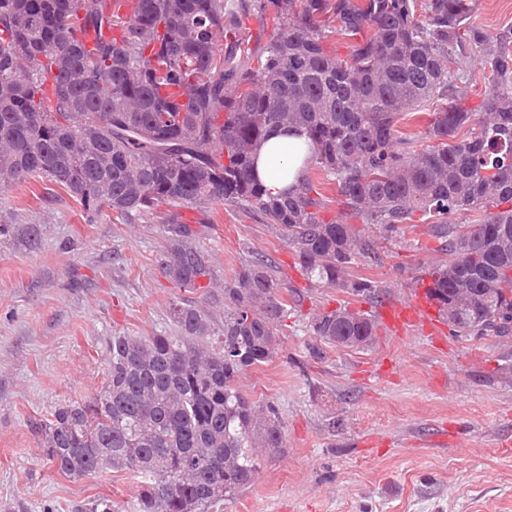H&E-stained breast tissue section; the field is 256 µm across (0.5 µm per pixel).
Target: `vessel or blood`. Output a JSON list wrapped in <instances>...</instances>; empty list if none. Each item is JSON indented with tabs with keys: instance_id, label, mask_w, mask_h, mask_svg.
<instances>
[{
	"instance_id": "vessel-or-blood-1",
	"label": "vessel or blood",
	"mask_w": 512,
	"mask_h": 512,
	"mask_svg": "<svg viewBox=\"0 0 512 512\" xmlns=\"http://www.w3.org/2000/svg\"><path fill=\"white\" fill-rule=\"evenodd\" d=\"M383 328L403 338L417 333L433 334L441 329L439 310L426 286L416 288L410 303H385L378 310Z\"/></svg>"
}]
</instances>
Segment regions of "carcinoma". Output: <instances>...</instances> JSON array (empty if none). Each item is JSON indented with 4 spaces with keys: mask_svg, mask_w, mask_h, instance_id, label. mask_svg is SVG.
Returning <instances> with one entry per match:
<instances>
[{
    "mask_svg": "<svg viewBox=\"0 0 512 512\" xmlns=\"http://www.w3.org/2000/svg\"><path fill=\"white\" fill-rule=\"evenodd\" d=\"M113 2L0 0V188L42 174L89 221L104 208L157 219L159 271L178 288L212 279L181 209L205 224L213 204L236 206L281 233L309 281L368 300L374 282L347 278L363 252L348 220L402 235L420 212L451 255L429 270L451 333L512 326V26L470 24L474 0H428L425 22L416 0H128L126 15ZM251 17L274 29L257 50L242 37ZM327 31L354 40L349 57L324 49ZM465 47L490 65L480 113L454 99L450 64ZM443 99L422 132L437 144L399 135L400 115ZM277 130L305 133L308 169L336 181L340 217H322L305 174L281 198L265 193L254 154ZM468 211L477 223H454ZM287 288L254 253L224 283L220 328L174 301L179 335L112 337L101 391L31 423L49 463L74 480L133 472L139 512H199L250 487L286 441L276 409L237 382L279 355ZM311 328L315 358L376 336L348 304Z\"/></svg>",
    "mask_w": 512,
    "mask_h": 512,
    "instance_id": "carcinoma-1",
    "label": "carcinoma"
}]
</instances>
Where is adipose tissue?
Instances as JSON below:
<instances>
[{"label": "adipose tissue", "instance_id": "ef3b65f1", "mask_svg": "<svg viewBox=\"0 0 512 512\" xmlns=\"http://www.w3.org/2000/svg\"><path fill=\"white\" fill-rule=\"evenodd\" d=\"M307 151L303 136L274 133L256 155L257 175L271 195L296 187L303 174Z\"/></svg>", "mask_w": 512, "mask_h": 512}]
</instances>
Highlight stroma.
<instances>
[{
  "label": "stroma",
  "instance_id": "1",
  "mask_svg": "<svg viewBox=\"0 0 512 512\" xmlns=\"http://www.w3.org/2000/svg\"><path fill=\"white\" fill-rule=\"evenodd\" d=\"M461 102L482 109L492 86L480 55H456ZM34 225L37 244L0 238V512H82L106 496L138 512V480L108 469L73 480L49 464L30 428L57 404L93 398L103 387L114 336L178 334L169 306L179 300L224 320V284L251 252L275 260L290 290L281 352L249 370L238 387L274 405L287 448L256 482L207 512H512V332L504 336L378 334L363 350L325 346L310 357L315 314L347 295L303 276L294 251L260 216L214 205L197 224L214 278L197 291L174 287L158 270L166 245L152 219L124 223L109 210L86 220L63 189L35 176L0 189V216ZM368 255L349 270L404 303L428 269L449 254L429 224L389 237L362 232ZM448 442L433 443L440 426Z\"/></svg>",
  "mask_w": 512,
  "mask_h": 512
}]
</instances>
